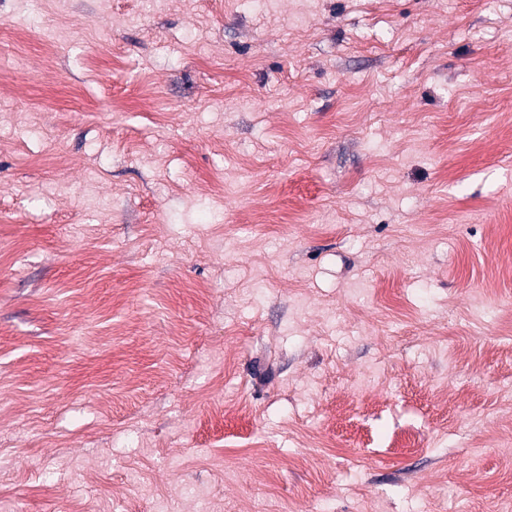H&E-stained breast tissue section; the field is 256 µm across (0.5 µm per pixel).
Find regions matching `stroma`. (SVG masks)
Returning <instances> with one entry per match:
<instances>
[{
    "label": "stroma",
    "mask_w": 512,
    "mask_h": 512,
    "mask_svg": "<svg viewBox=\"0 0 512 512\" xmlns=\"http://www.w3.org/2000/svg\"><path fill=\"white\" fill-rule=\"evenodd\" d=\"M512 0H0V512H512Z\"/></svg>",
    "instance_id": "stroma-1"
}]
</instances>
